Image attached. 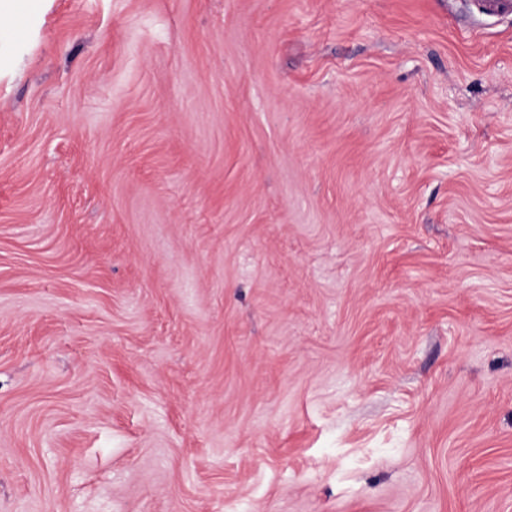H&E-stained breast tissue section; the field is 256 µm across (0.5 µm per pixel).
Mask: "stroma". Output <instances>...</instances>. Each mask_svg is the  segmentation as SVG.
<instances>
[{
  "label": "stroma",
  "instance_id": "stroma-1",
  "mask_svg": "<svg viewBox=\"0 0 512 512\" xmlns=\"http://www.w3.org/2000/svg\"><path fill=\"white\" fill-rule=\"evenodd\" d=\"M50 0L0 81V512H512V13Z\"/></svg>",
  "mask_w": 512,
  "mask_h": 512
}]
</instances>
